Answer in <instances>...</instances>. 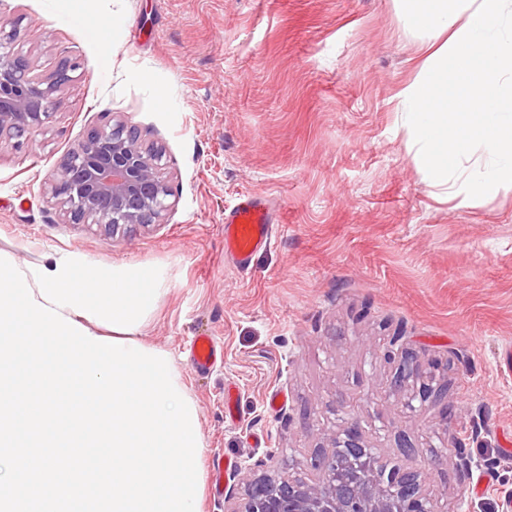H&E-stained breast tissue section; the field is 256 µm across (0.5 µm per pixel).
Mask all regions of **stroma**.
Masks as SVG:
<instances>
[{
	"mask_svg": "<svg viewBox=\"0 0 512 512\" xmlns=\"http://www.w3.org/2000/svg\"><path fill=\"white\" fill-rule=\"evenodd\" d=\"M38 72L80 65L36 151L0 148V252L160 268L139 338L170 354L198 411L202 466L229 460L202 512L247 468L312 474L356 412L368 447L426 474L435 512H502L512 490V189L440 196L397 121L420 41L395 0H0ZM165 147L175 195L160 223L111 236L47 200L62 155L113 113ZM268 197L277 232L248 272L224 258V212ZM404 330L447 404L389 398L384 343ZM224 358L206 374L193 337ZM237 386L235 421L224 385ZM406 438L415 448L404 455ZM474 461L461 482L448 463ZM190 359L197 371H209L216 363L217 342L212 336H196L190 344Z\"/></svg>",
	"mask_w": 512,
	"mask_h": 512,
	"instance_id": "obj_1",
	"label": "stroma"
}]
</instances>
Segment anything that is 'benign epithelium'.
Returning a JSON list of instances; mask_svg holds the SVG:
<instances>
[{
    "label": "benign epithelium",
    "instance_id": "obj_1",
    "mask_svg": "<svg viewBox=\"0 0 512 512\" xmlns=\"http://www.w3.org/2000/svg\"><path fill=\"white\" fill-rule=\"evenodd\" d=\"M21 41V22L0 20V146L34 151L80 65L63 58L52 72L38 74ZM165 155L163 146L144 143L136 127L114 116L63 155L51 180L52 205L69 224H95L112 234L155 224L174 196ZM384 358L398 363L388 393L395 398L405 382L419 376L417 356L403 331L389 337ZM451 464L462 479L470 478L472 460L465 450H457ZM313 467L311 479L277 480L249 472L244 497L229 488L224 512H433L421 473L367 447L352 416L315 456Z\"/></svg>",
    "mask_w": 512,
    "mask_h": 512
}]
</instances>
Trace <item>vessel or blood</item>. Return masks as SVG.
<instances>
[{
    "label": "vessel or blood",
    "instance_id": "1",
    "mask_svg": "<svg viewBox=\"0 0 512 512\" xmlns=\"http://www.w3.org/2000/svg\"><path fill=\"white\" fill-rule=\"evenodd\" d=\"M272 234L273 221L265 197L248 195L224 214V255L239 271H248L253 255L270 245ZM190 359L196 370H210L217 359L214 338L194 337Z\"/></svg>",
    "mask_w": 512,
    "mask_h": 512
}]
</instances>
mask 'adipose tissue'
<instances>
[{
    "label": "adipose tissue",
    "instance_id": "adipose-tissue-1",
    "mask_svg": "<svg viewBox=\"0 0 512 512\" xmlns=\"http://www.w3.org/2000/svg\"><path fill=\"white\" fill-rule=\"evenodd\" d=\"M428 53L399 93L425 178L466 201L512 188V0H401Z\"/></svg>",
    "mask_w": 512,
    "mask_h": 512
}]
</instances>
